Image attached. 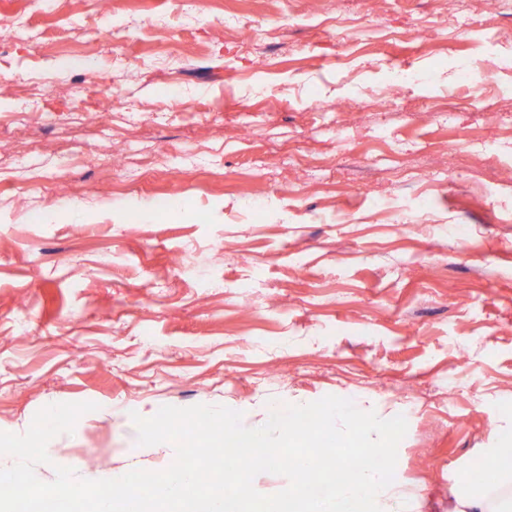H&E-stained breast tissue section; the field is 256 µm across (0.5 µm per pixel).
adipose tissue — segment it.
I'll list each match as a JSON object with an SVG mask.
<instances>
[{"mask_svg": "<svg viewBox=\"0 0 512 512\" xmlns=\"http://www.w3.org/2000/svg\"><path fill=\"white\" fill-rule=\"evenodd\" d=\"M486 457L494 474L491 487L473 486L468 475H461L455 512H512V448L488 449Z\"/></svg>", "mask_w": 512, "mask_h": 512, "instance_id": "ef3b65f1", "label": "adipose tissue"}]
</instances>
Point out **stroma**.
I'll return each mask as SVG.
<instances>
[{"label": "stroma", "mask_w": 512, "mask_h": 512, "mask_svg": "<svg viewBox=\"0 0 512 512\" xmlns=\"http://www.w3.org/2000/svg\"><path fill=\"white\" fill-rule=\"evenodd\" d=\"M1 22L0 431L96 405L37 478L166 469L135 413L251 428L334 395L404 416L393 484L451 512L512 443V0H0ZM397 66L423 81L375 107ZM98 79L109 108L68 101Z\"/></svg>", "instance_id": "obj_1"}]
</instances>
